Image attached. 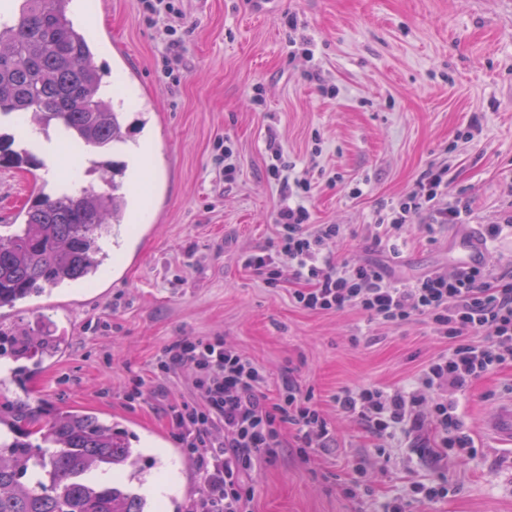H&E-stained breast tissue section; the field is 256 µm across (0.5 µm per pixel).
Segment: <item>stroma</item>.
Listing matches in <instances>:
<instances>
[{
	"label": "stroma",
	"instance_id": "35a3bbf8",
	"mask_svg": "<svg viewBox=\"0 0 512 512\" xmlns=\"http://www.w3.org/2000/svg\"><path fill=\"white\" fill-rule=\"evenodd\" d=\"M90 35H102L97 62L112 70L127 123L142 109L151 122L128 149L124 190L139 202L102 268L60 321L70 289L32 298L18 316L47 335L65 336L61 364L6 380L0 403L22 399L50 411L86 408L133 422L160 459L143 485L165 480L163 508L189 505L202 487L176 441L168 403L188 395L184 377L164 378L155 358L181 336L223 338L261 365L267 389L288 381L313 389L336 437L303 460L283 433L276 462L254 475L253 512H382L418 483L444 482L446 498L412 512H512V446L492 442L483 421L512 397V366L477 383L461 400L477 448L462 460L420 454L409 439L379 441L337 411L343 387H410L419 369L446 350L422 321L377 323L359 310L315 313L298 306L294 283L269 287L244 259L275 241L281 186L269 172V144L310 183L304 203L315 224L344 225L326 253L340 263L385 265L395 282L452 271L457 238L512 215V0H173L185 34L149 21L142 0H74ZM180 40L176 77L164 61ZM27 138L44 167L0 168V225L13 224L42 183L91 179L96 152L55 147L36 128ZM238 172L225 184L221 145ZM448 168V197L469 206L467 226L401 231L398 253L375 243L377 212L397 202L420 174ZM144 399H125L135 379ZM358 479L371 495L345 486Z\"/></svg>",
	"mask_w": 512,
	"mask_h": 512
}]
</instances>
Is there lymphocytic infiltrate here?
Wrapping results in <instances>:
<instances>
[{"mask_svg": "<svg viewBox=\"0 0 512 512\" xmlns=\"http://www.w3.org/2000/svg\"><path fill=\"white\" fill-rule=\"evenodd\" d=\"M274 158L270 173L285 197L276 214L279 240L250 254L246 265L272 287L286 276L296 281L292 298L306 310L351 307L383 323L422 317L447 344L421 369L416 390L344 387L333 397L337 410L378 439L397 432L415 438L430 429L444 454L472 455L460 398L474 382L512 364V268L434 271L400 286L376 264L336 265L323 250L343 234V225L312 223L302 202L308 180L292 176L282 153ZM446 173L445 167L430 164L406 195L379 210L378 226L398 232L420 216L431 233L465 223L468 206L449 201ZM155 371L161 377L183 372L190 381V398L169 407L184 452L204 479L189 512H251V474L257 465L278 458L283 430L293 431L305 459L333 441L313 390L292 385L269 395L264 369L223 339L172 340L158 354Z\"/></svg>", "mask_w": 512, "mask_h": 512, "instance_id": "lymphocytic-infiltrate-1", "label": "lymphocytic infiltrate"}]
</instances>
